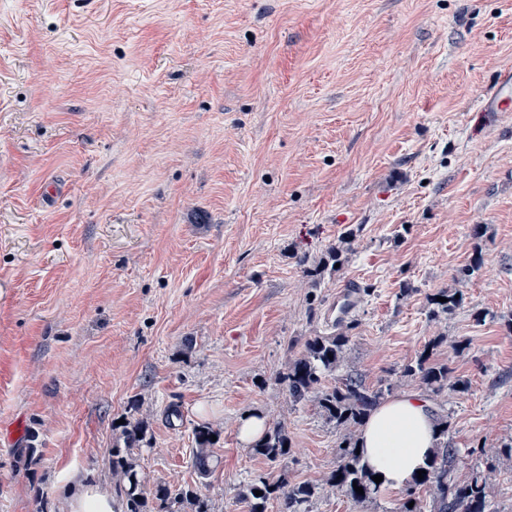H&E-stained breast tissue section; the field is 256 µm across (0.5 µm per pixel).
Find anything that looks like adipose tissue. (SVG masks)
Returning <instances> with one entry per match:
<instances>
[{
	"label": "adipose tissue",
	"instance_id": "ef3b65f1",
	"mask_svg": "<svg viewBox=\"0 0 512 512\" xmlns=\"http://www.w3.org/2000/svg\"><path fill=\"white\" fill-rule=\"evenodd\" d=\"M438 443L435 415L420 395L403 394L375 408L360 427V457L369 472L382 476L381 486L399 490L412 484ZM68 512H123L122 501L84 480L65 490Z\"/></svg>",
	"mask_w": 512,
	"mask_h": 512
}]
</instances>
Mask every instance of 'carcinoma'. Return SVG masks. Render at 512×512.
I'll use <instances>...</instances> for the list:
<instances>
[{
  "label": "carcinoma",
  "instance_id": "cac0c4a2",
  "mask_svg": "<svg viewBox=\"0 0 512 512\" xmlns=\"http://www.w3.org/2000/svg\"><path fill=\"white\" fill-rule=\"evenodd\" d=\"M479 265V260H474L473 265L463 269L456 278L457 287L445 288L432 295L431 301L440 312L450 314L459 306L461 299L457 295L461 294L460 287ZM439 297L446 298V301H437ZM348 342L349 337L343 327L338 323L332 324L331 331L320 332L305 341L301 355L280 373L279 381L288 392L291 403L308 399L315 401L328 420L346 431L342 444L338 445L340 464L331 472L326 484L360 503L373 499L378 487L357 454L355 433L385 395L392 391V386L366 384L362 376L347 363ZM404 373L436 394L445 389L456 391L464 388L462 381H453L448 377L447 365L431 361L428 347L405 366ZM330 376L334 377V384L329 386L325 380ZM438 429L439 442L425 468L426 474L405 489L399 512H487L486 478L479 471H473L463 478L456 475L458 449L448 439V417H440ZM122 434L125 448L112 449V473L118 478L120 492L124 494V512H211L207 501L189 489L172 491L167 486H158L152 496H147V476L136 461L142 447L151 446L146 439V427L140 420L128 421ZM214 435H218V432L208 423L194 428L193 466L202 478L212 472ZM286 444L288 435L284 426L278 424L266 427L251 450L277 463L288 456V450L284 449ZM356 485L363 488L364 494L356 493ZM420 487L429 489L432 494L429 510L418 496L417 489ZM256 490L261 491L262 495H255ZM316 493L317 487L309 483L290 486L284 477L272 481L260 476L244 484L239 497L247 504L248 512H266V506L272 500L281 503L282 512H310V502ZM410 503L413 504L411 508L408 507Z\"/></svg>",
  "mask_w": 512,
  "mask_h": 512
}]
</instances>
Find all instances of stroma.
<instances>
[{"label":"stroma","instance_id":"1","mask_svg":"<svg viewBox=\"0 0 512 512\" xmlns=\"http://www.w3.org/2000/svg\"><path fill=\"white\" fill-rule=\"evenodd\" d=\"M507 75L512 0H0V512H67L76 478L119 494L133 419L149 486L211 512L283 475L320 484L312 512H392L402 491L323 486L343 432L276 381L347 285L349 365L439 406L458 474L512 512ZM428 343L464 391L405 377ZM250 412L285 426L282 466L242 444ZM480 262L475 259L473 265L470 267L463 269L460 272V276H458L455 281L458 287L455 288H445L435 293L431 297V301L441 313L450 314L452 313L460 304L462 299V293L459 287L463 286L469 277L476 269L479 268ZM456 295H459V298H456ZM437 297H444L447 299V302H439L437 301ZM211 435L218 436V432L210 424H199L194 428L195 448L193 450V466L201 478H208L212 472V441Z\"/></svg>","mask_w":512,"mask_h":512}]
</instances>
